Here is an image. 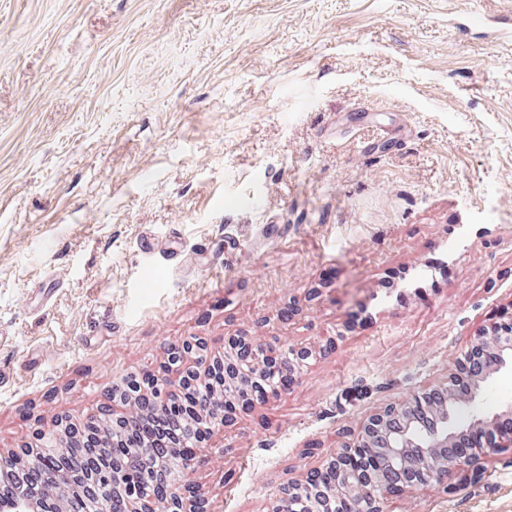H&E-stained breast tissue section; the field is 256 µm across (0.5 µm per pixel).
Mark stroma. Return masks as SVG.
I'll list each match as a JSON object with an SVG mask.
<instances>
[{
	"instance_id": "stroma-1",
	"label": "stroma",
	"mask_w": 512,
	"mask_h": 512,
	"mask_svg": "<svg viewBox=\"0 0 512 512\" xmlns=\"http://www.w3.org/2000/svg\"><path fill=\"white\" fill-rule=\"evenodd\" d=\"M510 310L512 0H0V456L191 337L313 347L184 472L267 512ZM384 512H512V448Z\"/></svg>"
}]
</instances>
